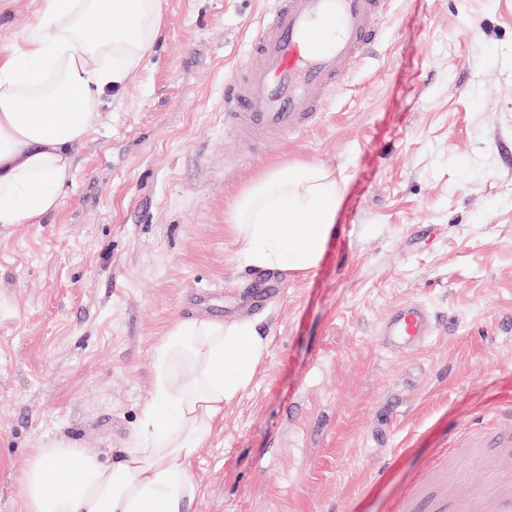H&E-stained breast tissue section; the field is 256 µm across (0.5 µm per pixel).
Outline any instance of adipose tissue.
<instances>
[{
    "instance_id": "adipose-tissue-1",
    "label": "adipose tissue",
    "mask_w": 512,
    "mask_h": 512,
    "mask_svg": "<svg viewBox=\"0 0 512 512\" xmlns=\"http://www.w3.org/2000/svg\"><path fill=\"white\" fill-rule=\"evenodd\" d=\"M162 0H42L33 27L0 58V229L36 224L59 205L76 145L96 128L159 35ZM343 194L304 162L277 168L227 218L254 270H310ZM259 322L174 320L154 348L153 403L116 461L73 442L34 449L21 478L25 512H189L198 448L224 406L252 383L265 351Z\"/></svg>"
}]
</instances>
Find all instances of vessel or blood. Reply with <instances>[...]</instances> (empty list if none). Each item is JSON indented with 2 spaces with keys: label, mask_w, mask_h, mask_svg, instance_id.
<instances>
[{
  "label": "vessel or blood",
  "mask_w": 512,
  "mask_h": 512,
  "mask_svg": "<svg viewBox=\"0 0 512 512\" xmlns=\"http://www.w3.org/2000/svg\"><path fill=\"white\" fill-rule=\"evenodd\" d=\"M385 0H274L225 84L224 124L271 144L318 122L349 70L378 37ZM430 327L414 303L395 307L381 327L391 351L417 348Z\"/></svg>",
  "instance_id": "obj_1"
}]
</instances>
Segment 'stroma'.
<instances>
[{
    "label": "stroma",
    "mask_w": 512,
    "mask_h": 512,
    "mask_svg": "<svg viewBox=\"0 0 512 512\" xmlns=\"http://www.w3.org/2000/svg\"><path fill=\"white\" fill-rule=\"evenodd\" d=\"M41 0H0V57ZM272 0H162L153 53L39 223L0 232V512L34 448L112 461L179 317L262 319L252 384L198 448L190 512H453L512 435V0H389L317 124L253 146L224 86ZM345 184L319 265L253 271L227 222L275 166ZM433 330L395 354V307ZM478 425L461 462L448 447Z\"/></svg>",
    "instance_id": "stroma-1"
}]
</instances>
